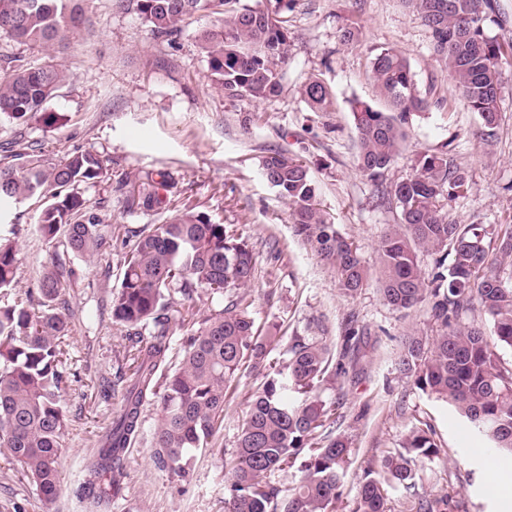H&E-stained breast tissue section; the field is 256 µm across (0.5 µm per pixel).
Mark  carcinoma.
<instances>
[{
    "label": "carcinoma",
    "instance_id": "obj_1",
    "mask_svg": "<svg viewBox=\"0 0 512 512\" xmlns=\"http://www.w3.org/2000/svg\"><path fill=\"white\" fill-rule=\"evenodd\" d=\"M90 0H0V36L44 51L62 52L91 23ZM137 15L154 38L172 43L199 13L214 18L197 33V42L215 83L233 99L262 102L283 91L278 65L288 59L293 0H272L259 11L242 0H119ZM431 34L433 52L454 81L459 101L479 115L484 140L495 137L500 114L499 62L502 46L485 34L496 0H403ZM352 20L340 28V41L359 42ZM0 117L18 125L34 118L47 127L61 115L46 111L67 83L66 71L53 58L33 65L0 64ZM372 77L378 96L391 108L351 102L358 133L359 171L376 189L381 205L395 203L399 223L384 233L379 248L380 291L395 311L421 304L439 327L428 343L410 337L398 357V369L415 376L422 391L443 400L465 418L476 434L499 452L512 455V368L496 348H512V224L491 229L448 219L445 202L462 194L466 172L448 153H420L408 176L391 186L384 174L401 155L412 112L431 104L434 89L421 92L410 63L399 50L377 53ZM302 94L310 110L325 112L332 94L320 79ZM0 164V205L35 199L41 235L87 257L100 256L107 225L74 189L103 176L100 157L74 152L53 163L32 145L12 149ZM266 180L292 206L294 233L336 275L339 290L354 297L368 281L358 247L343 236L319 207L309 167L282 151L262 160ZM175 183L156 173L150 189L137 192L122 181L126 202L145 211L168 214L160 224L130 231L133 243L120 260L121 282L112 296V318L126 328L132 372L126 379L123 406L98 448L90 469L94 480L109 477L98 497L120 490L126 449L138 435L141 408L159 397L160 417L153 433L154 458L183 477L190 454L208 444L224 421L230 383L242 366L266 367L267 347L250 312L251 301L239 290L250 287L256 259L248 242L223 224L191 209L170 213ZM438 254L432 270L419 253ZM17 250L0 237V292L16 287ZM66 288L59 268L46 271L38 300L27 295L0 307V448L18 464L45 501L60 485L59 458L65 427L61 404L64 382L62 339L68 335ZM199 288L229 294L224 309L186 331L180 363H169L170 324L166 296L190 299ZM487 315L489 329L463 322L475 307ZM150 339L145 341L143 336ZM331 349L316 336H295L288 347L287 371H277L254 395L242 421L236 451L228 463L224 512H334L350 449L342 438L322 439L336 427V405L315 392L333 369ZM404 451L387 455L380 470L365 473L353 512H388L390 492L414 487L415 465L441 456L431 430L413 425ZM301 477L293 492L268 480L295 464ZM415 512H465L457 494L419 497Z\"/></svg>",
    "mask_w": 512,
    "mask_h": 512
}]
</instances>
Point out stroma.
Wrapping results in <instances>:
<instances>
[{"label":"stroma","instance_id":"stroma-1","mask_svg":"<svg viewBox=\"0 0 512 512\" xmlns=\"http://www.w3.org/2000/svg\"><path fill=\"white\" fill-rule=\"evenodd\" d=\"M289 17L283 92L254 103L227 98L213 84L195 39L210 26L209 16L197 15L168 44L154 40L117 0H92V34L77 36L56 57L69 81L47 109L63 114V123L49 129L36 120L16 126L0 118L1 145L34 143L55 162L74 151L98 154L102 178L81 184L78 192L111 226L100 260L47 242L37 229L36 200H23L0 215V228L15 232L20 290L36 289L55 262L73 271L64 294L70 333L62 346L67 379L60 490L53 501H44L21 467L0 453V512H224L226 464L249 402L265 381L264 371L247 366L229 389L221 428L207 447L194 451L186 476L172 474L153 458L159 404L150 399L142 407L140 434L124 455L120 496L96 502L86 482V466L122 407V393L112 382L128 370V340L112 318L111 304L122 242L128 230L161 221L119 201L115 187L122 179L145 183L159 170L177 184V209L206 213L252 248L251 312L258 325L275 330L267 358L273 369L285 368L295 334L324 335L337 352L346 323L358 329L346 373L320 392L322 400L336 403V433L351 449L336 512H351L364 472L379 468L419 421L448 453L419 470L414 488L392 491L391 512H407L414 498L446 491L459 493L467 512H503L487 462L497 459L512 473V457L497 455L450 404L424 393L395 365L407 336H435L426 307L405 315L392 310L374 279L355 297L341 294L333 271L295 235L291 207L262 176L261 160L273 150L303 160L319 187L321 208L357 245L370 271H377L381 236L399 211L376 206L373 186L357 167L350 102L357 98L384 108L371 62L376 52L394 47L408 57L419 89L436 87L444 101L410 115L405 150L386 171L387 181L405 178L416 155L447 150L469 175L464 194L447 204L450 219L512 223V57L501 64V120L488 145L480 137L479 116L460 104L430 48L429 31L403 0H296ZM349 18L361 26V41L354 46L339 39ZM315 76L332 89L331 111H311L301 95L303 84Z\"/></svg>","mask_w":512,"mask_h":512}]
</instances>
